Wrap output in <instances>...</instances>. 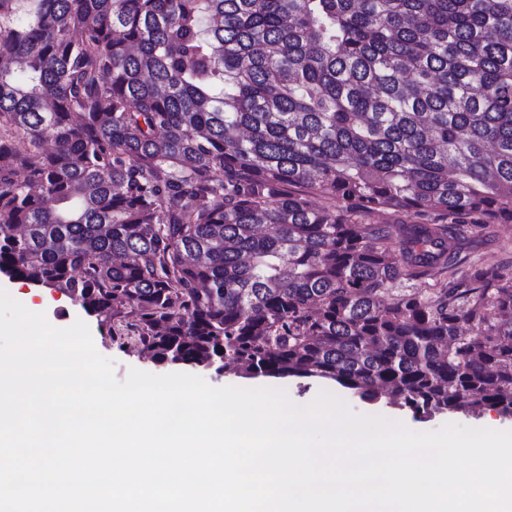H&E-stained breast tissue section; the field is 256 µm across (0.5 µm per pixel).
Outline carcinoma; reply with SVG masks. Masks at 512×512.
<instances>
[{
    "instance_id": "1",
    "label": "carcinoma",
    "mask_w": 512,
    "mask_h": 512,
    "mask_svg": "<svg viewBox=\"0 0 512 512\" xmlns=\"http://www.w3.org/2000/svg\"><path fill=\"white\" fill-rule=\"evenodd\" d=\"M503 221L512 0H0V276L158 363L512 420ZM494 242L486 243L483 235L471 238L472 242L462 247L459 256L464 261L459 271L472 267H497L503 272H512V224H492Z\"/></svg>"
}]
</instances>
